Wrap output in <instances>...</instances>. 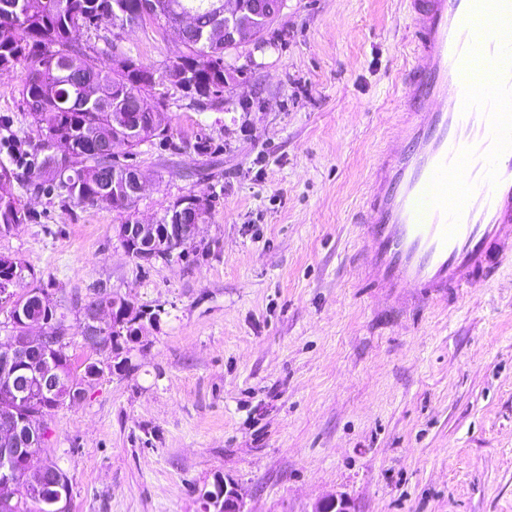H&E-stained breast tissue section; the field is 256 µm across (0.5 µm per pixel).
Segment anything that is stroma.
<instances>
[{
  "instance_id": "1",
  "label": "stroma",
  "mask_w": 512,
  "mask_h": 512,
  "mask_svg": "<svg viewBox=\"0 0 512 512\" xmlns=\"http://www.w3.org/2000/svg\"><path fill=\"white\" fill-rule=\"evenodd\" d=\"M407 0H288L264 48L224 90L233 106L163 84L175 143L116 147L148 181L132 212L62 207L37 179L10 189L31 221L0 255L68 306L96 292L153 314L84 397L52 410L43 453L67 474L70 512H203L231 483L247 512H512V262L448 306L381 312L357 280L355 224L393 130L409 54ZM121 50L164 70L176 32L126 29ZM24 65L0 71V164L32 152ZM210 140L199 153L197 135ZM210 208L189 254L145 264L113 231L184 196Z\"/></svg>"
}]
</instances>
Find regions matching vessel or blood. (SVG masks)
I'll return each mask as SVG.
<instances>
[{
	"instance_id": "b4317fda",
	"label": "vessel or blood",
	"mask_w": 512,
	"mask_h": 512,
	"mask_svg": "<svg viewBox=\"0 0 512 512\" xmlns=\"http://www.w3.org/2000/svg\"><path fill=\"white\" fill-rule=\"evenodd\" d=\"M398 133L376 159L365 282L419 313L512 257V0H408Z\"/></svg>"
}]
</instances>
